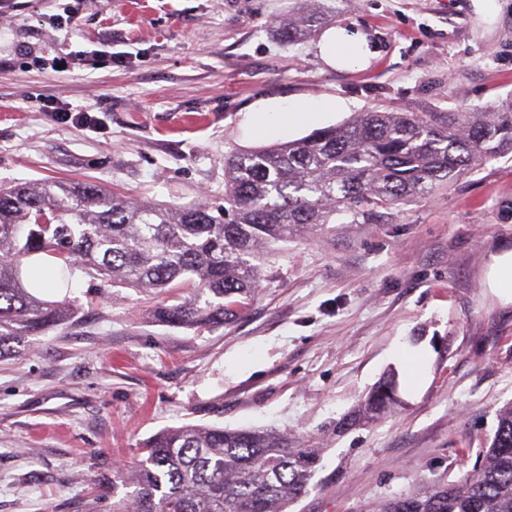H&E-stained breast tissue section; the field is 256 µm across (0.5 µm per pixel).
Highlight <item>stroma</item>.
Segmentation results:
<instances>
[{"instance_id":"1","label":"stroma","mask_w":512,"mask_h":512,"mask_svg":"<svg viewBox=\"0 0 512 512\" xmlns=\"http://www.w3.org/2000/svg\"><path fill=\"white\" fill-rule=\"evenodd\" d=\"M294 0H0V186L94 183L143 201L220 204L224 160L370 110L456 112L512 98V0H336L366 65L328 66L278 23ZM76 20H57L63 10ZM67 58L65 71H48ZM51 97L92 108L90 131ZM339 101L316 123L256 125L261 100ZM512 247V154L384 224H333L261 253L231 325L171 328L156 297L76 273L72 323L0 360V512H110L115 472L183 424L324 440L290 512H368L425 479L478 470L512 402V304L484 283ZM400 403L332 434L380 381ZM46 111L51 114L56 120L61 122L71 121L72 123L82 124L86 126H93L95 118L91 115L88 108H73L59 104L54 99H49L47 102Z\"/></svg>"}]
</instances>
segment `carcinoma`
I'll list each match as a JSON object with an SVG mask.
<instances>
[{
	"label": "carcinoma",
	"mask_w": 512,
	"mask_h": 512,
	"mask_svg": "<svg viewBox=\"0 0 512 512\" xmlns=\"http://www.w3.org/2000/svg\"><path fill=\"white\" fill-rule=\"evenodd\" d=\"M336 19L335 0L297 6L280 21L289 38ZM512 153V100L472 112L361 113L224 162V205L143 202L91 183L29 181L0 188V359L76 314L23 278L47 257L58 285L75 272L166 298L152 311L173 328L217 330L257 294L264 246L329 224H381L488 162ZM380 382L336 422L343 433L376 423L393 404ZM320 439L273 428L183 425L143 443L117 479L132 488L112 512H288L307 494ZM372 512H512V404L499 410L480 471L422 482Z\"/></svg>",
	"instance_id": "cac0c4a2"
}]
</instances>
